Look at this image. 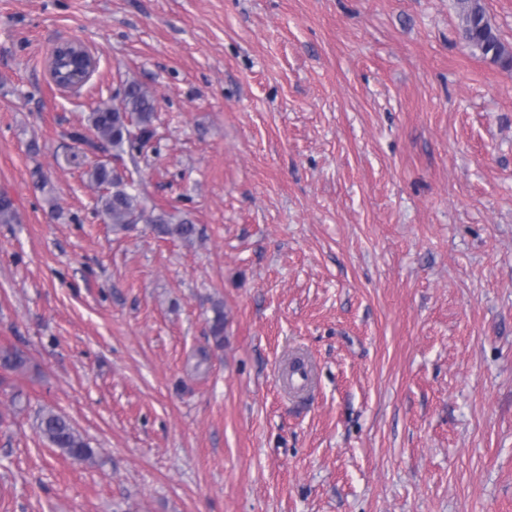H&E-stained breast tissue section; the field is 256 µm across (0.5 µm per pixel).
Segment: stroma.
I'll use <instances>...</instances> for the list:
<instances>
[{"label": "stroma", "instance_id": "35a3bbf8", "mask_svg": "<svg viewBox=\"0 0 512 512\" xmlns=\"http://www.w3.org/2000/svg\"><path fill=\"white\" fill-rule=\"evenodd\" d=\"M458 29L455 0H0V512H512V69ZM74 39L99 65L63 93ZM130 81L157 112L117 159L88 115ZM101 161L196 237L113 232ZM37 431L49 447L58 449L74 460L93 463L95 453L88 442L63 414L43 408L37 415Z\"/></svg>", "mask_w": 512, "mask_h": 512}]
</instances>
